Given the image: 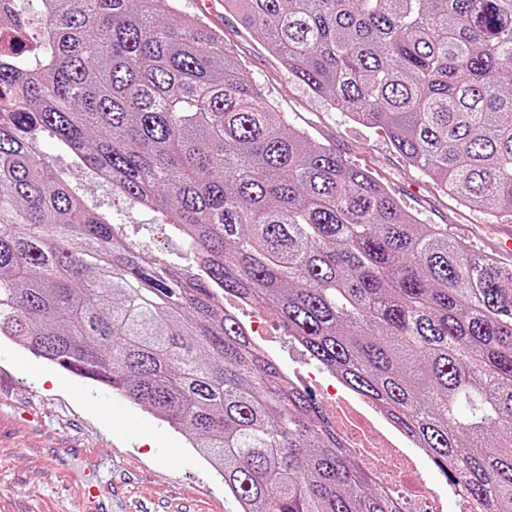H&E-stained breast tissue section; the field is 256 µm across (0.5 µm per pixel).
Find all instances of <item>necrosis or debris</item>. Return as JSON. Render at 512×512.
Instances as JSON below:
<instances>
[{"instance_id":"4bbe7bcc","label":"necrosis or debris","mask_w":512,"mask_h":512,"mask_svg":"<svg viewBox=\"0 0 512 512\" xmlns=\"http://www.w3.org/2000/svg\"><path fill=\"white\" fill-rule=\"evenodd\" d=\"M317 374L326 385L325 405L351 453L374 474L379 486L412 505L413 512H437L441 498L422 476L428 465L426 452L390 429L377 404L352 396L334 371L321 368Z\"/></svg>"}]
</instances>
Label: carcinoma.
Segmentation results:
<instances>
[{
	"mask_svg": "<svg viewBox=\"0 0 512 512\" xmlns=\"http://www.w3.org/2000/svg\"><path fill=\"white\" fill-rule=\"evenodd\" d=\"M224 10L460 205L512 213V0ZM44 27L25 70L0 44V338L167 423L240 512H402L224 296L262 303L478 512H512V266L286 124L176 0H47ZM45 132L164 213L184 261L89 208Z\"/></svg>",
	"mask_w": 512,
	"mask_h": 512,
	"instance_id": "obj_1",
	"label": "carcinoma"
}]
</instances>
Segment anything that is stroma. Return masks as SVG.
Returning a JSON list of instances; mask_svg holds the SVG:
<instances>
[{
	"instance_id": "1",
	"label": "stroma",
	"mask_w": 512,
	"mask_h": 512,
	"mask_svg": "<svg viewBox=\"0 0 512 512\" xmlns=\"http://www.w3.org/2000/svg\"><path fill=\"white\" fill-rule=\"evenodd\" d=\"M177 5L224 36L290 125L369 170L422 223L447 226L449 237L493 253L512 237L511 215L469 209L441 192L392 147L382 129L353 122L298 82L225 11L224 0ZM42 150L89 206L125 225L130 239L145 242V224L165 223L157 211L131 212L125 197L99 184L55 140L44 139ZM110 395L26 350L0 345V512H85L81 492L91 484L106 488L95 512H238L223 479L166 423L124 399L114 415L101 412L99 401ZM147 436L154 447L143 445Z\"/></svg>"
}]
</instances>
